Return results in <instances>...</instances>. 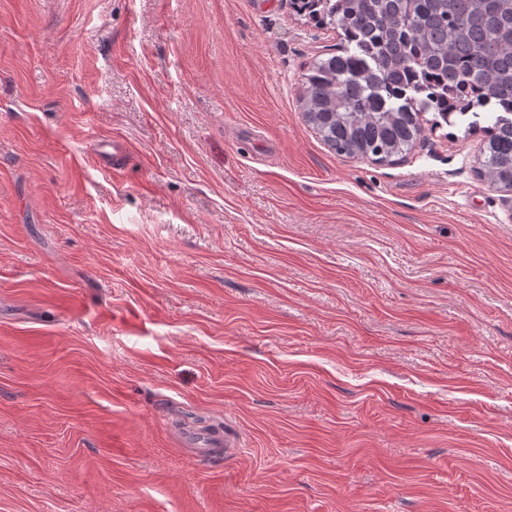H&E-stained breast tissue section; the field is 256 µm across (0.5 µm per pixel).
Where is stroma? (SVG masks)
<instances>
[{"label": "stroma", "instance_id": "1", "mask_svg": "<svg viewBox=\"0 0 512 512\" xmlns=\"http://www.w3.org/2000/svg\"><path fill=\"white\" fill-rule=\"evenodd\" d=\"M340 47L288 0H0V512H512V192L465 118L331 151Z\"/></svg>", "mask_w": 512, "mask_h": 512}]
</instances>
